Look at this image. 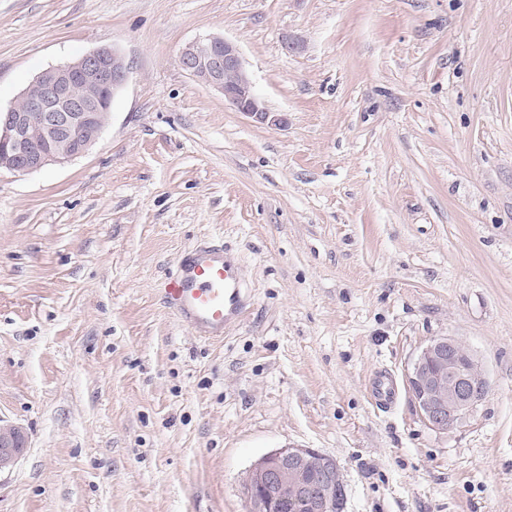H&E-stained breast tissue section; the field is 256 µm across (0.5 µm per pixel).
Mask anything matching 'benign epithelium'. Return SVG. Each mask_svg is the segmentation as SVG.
Masks as SVG:
<instances>
[{
	"instance_id": "obj_1",
	"label": "benign epithelium",
	"mask_w": 512,
	"mask_h": 512,
	"mask_svg": "<svg viewBox=\"0 0 512 512\" xmlns=\"http://www.w3.org/2000/svg\"><path fill=\"white\" fill-rule=\"evenodd\" d=\"M180 68L216 89L224 101L256 122L273 118L254 91L238 46L221 34L187 43ZM131 67L117 49L99 47L36 75L8 109H0V172L23 175L62 165L100 138L115 95ZM406 382L427 425L446 433L488 393L475 355L450 336L431 340L413 361ZM27 448L21 427L0 420V472ZM247 512H338L343 477L333 458L311 448H279L255 461L242 479Z\"/></svg>"
}]
</instances>
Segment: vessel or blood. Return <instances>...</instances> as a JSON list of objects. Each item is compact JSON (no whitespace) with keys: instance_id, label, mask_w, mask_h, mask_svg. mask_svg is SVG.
<instances>
[{"instance_id":"obj_1","label":"vessel or blood","mask_w":512,"mask_h":512,"mask_svg":"<svg viewBox=\"0 0 512 512\" xmlns=\"http://www.w3.org/2000/svg\"><path fill=\"white\" fill-rule=\"evenodd\" d=\"M166 293L181 318L200 337L223 338L246 311L248 290L227 250L200 246L184 255Z\"/></svg>"}]
</instances>
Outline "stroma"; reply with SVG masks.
<instances>
[{"mask_svg": "<svg viewBox=\"0 0 512 512\" xmlns=\"http://www.w3.org/2000/svg\"><path fill=\"white\" fill-rule=\"evenodd\" d=\"M213 33L279 124L179 67ZM103 45L131 74L97 143L0 174V419L29 442L0 512H246L285 447L335 460L342 512H512V0H0V107ZM204 242L250 290L215 341L165 295ZM438 336L490 385L445 433L405 380Z\"/></svg>", "mask_w": 512, "mask_h": 512, "instance_id": "stroma-1", "label": "stroma"}]
</instances>
